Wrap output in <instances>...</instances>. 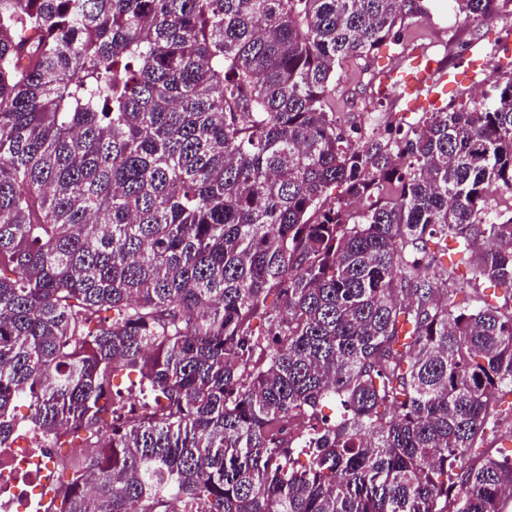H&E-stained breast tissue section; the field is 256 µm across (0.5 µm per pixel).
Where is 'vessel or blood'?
I'll use <instances>...</instances> for the list:
<instances>
[{
  "label": "vessel or blood",
  "mask_w": 512,
  "mask_h": 512,
  "mask_svg": "<svg viewBox=\"0 0 512 512\" xmlns=\"http://www.w3.org/2000/svg\"><path fill=\"white\" fill-rule=\"evenodd\" d=\"M414 60L408 70H391L383 77L384 83L393 84L400 97L406 98L408 111H416L424 103H437L439 90L448 86L449 76L422 48L412 51Z\"/></svg>",
  "instance_id": "1"
}]
</instances>
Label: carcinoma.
Instances as JSON below:
<instances>
[{
	"instance_id": "1",
	"label": "carcinoma",
	"mask_w": 512,
	"mask_h": 512,
	"mask_svg": "<svg viewBox=\"0 0 512 512\" xmlns=\"http://www.w3.org/2000/svg\"><path fill=\"white\" fill-rule=\"evenodd\" d=\"M510 1L456 4L483 25ZM424 14L0 0V442L19 402L85 433L88 458L49 453L71 471L53 512H507L512 456L481 448L512 391V306L459 309L423 269L512 294V76L355 140L328 98ZM134 371L149 416L112 409ZM325 401L343 413L308 469L273 467Z\"/></svg>"
}]
</instances>
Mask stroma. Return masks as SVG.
<instances>
[{"label": "stroma", "mask_w": 512, "mask_h": 512, "mask_svg": "<svg viewBox=\"0 0 512 512\" xmlns=\"http://www.w3.org/2000/svg\"><path fill=\"white\" fill-rule=\"evenodd\" d=\"M426 15L407 20L404 44L390 45L369 58L344 63L336 72L330 102L336 112L350 113L354 123L366 114L376 115L381 123L416 124L421 112L404 111L391 86L381 76L398 64H410L408 43L427 44L446 73L455 76L454 85L443 95L442 104L470 101L475 95L473 78L482 75L486 82L512 74V45L502 35L512 29V11L473 31L465 24L454 0H422Z\"/></svg>", "instance_id": "35a3bbf8"}]
</instances>
